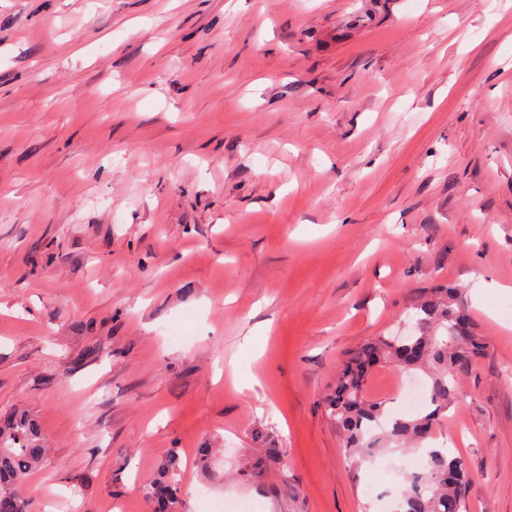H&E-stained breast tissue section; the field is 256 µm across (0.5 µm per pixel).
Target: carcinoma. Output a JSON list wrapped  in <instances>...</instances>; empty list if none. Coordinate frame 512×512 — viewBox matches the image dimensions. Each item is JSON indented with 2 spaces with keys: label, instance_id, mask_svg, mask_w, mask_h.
I'll use <instances>...</instances> for the list:
<instances>
[{
  "label": "carcinoma",
  "instance_id": "carcinoma-1",
  "mask_svg": "<svg viewBox=\"0 0 512 512\" xmlns=\"http://www.w3.org/2000/svg\"><path fill=\"white\" fill-rule=\"evenodd\" d=\"M413 332L406 336H375L352 351L324 397L326 411L341 433L351 460L366 459L388 443L416 450L430 438L439 417L455 399L460 380L484 354L486 342L467 329L469 317L448 288H431L410 307ZM388 364L410 374L428 376L431 410L412 419L390 416L386 402L367 396L371 370ZM46 449L24 413L0 420V512H28L23 486L41 463ZM177 460L169 458L157 478L142 485L155 512L174 503ZM471 482L464 459L440 449L425 454V463L406 478L400 512H466Z\"/></svg>",
  "mask_w": 512,
  "mask_h": 512
}]
</instances>
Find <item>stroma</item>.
Segmentation results:
<instances>
[{"instance_id":"1","label":"stroma","mask_w":512,"mask_h":512,"mask_svg":"<svg viewBox=\"0 0 512 512\" xmlns=\"http://www.w3.org/2000/svg\"><path fill=\"white\" fill-rule=\"evenodd\" d=\"M1 274L31 512H153L172 456L170 512H394L413 455L322 397L439 285L487 350L431 444L512 512V0H0ZM177 470V460L170 457L161 469L157 478L142 485L144 497L155 506V512H164L174 503L177 496V487L173 480Z\"/></svg>"}]
</instances>
